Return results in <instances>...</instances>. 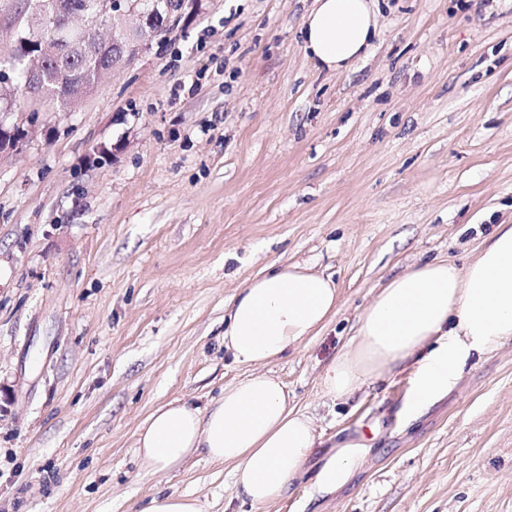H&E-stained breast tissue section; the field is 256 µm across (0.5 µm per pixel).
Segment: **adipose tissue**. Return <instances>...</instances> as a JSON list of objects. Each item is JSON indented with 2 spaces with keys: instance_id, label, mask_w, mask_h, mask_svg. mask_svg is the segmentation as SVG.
Here are the masks:
<instances>
[{
  "instance_id": "1",
  "label": "adipose tissue",
  "mask_w": 512,
  "mask_h": 512,
  "mask_svg": "<svg viewBox=\"0 0 512 512\" xmlns=\"http://www.w3.org/2000/svg\"><path fill=\"white\" fill-rule=\"evenodd\" d=\"M378 31L374 0H315L302 29L306 52L331 71L362 59ZM331 277L306 265L269 267L231 299L224 346L252 374L199 407L174 400L139 427L136 452L146 473L166 472L201 453L231 468L234 496L260 508L291 495L322 434L290 405L269 365L307 346L339 311ZM512 341V224L497 225L463 268L445 260L387 281L361 312L352 344L324 369L322 394L346 401L367 384L412 364L408 416L445 396L471 356ZM360 459L348 444L326 458L315 487L343 486Z\"/></svg>"
}]
</instances>
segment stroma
<instances>
[{
  "label": "stroma",
  "instance_id": "35a3bbf8",
  "mask_svg": "<svg viewBox=\"0 0 512 512\" xmlns=\"http://www.w3.org/2000/svg\"><path fill=\"white\" fill-rule=\"evenodd\" d=\"M312 5L196 0L75 109L0 100L24 132L0 154V512H142L160 491L252 512L205 456L145 474L136 432L248 374L226 309L292 263L330 274L342 308L270 367L323 438L259 512H512V341L411 418L408 366L347 402L319 389L377 288L465 266L512 224V0H377L342 73L304 51ZM351 441L349 482L311 496Z\"/></svg>",
  "mask_w": 512,
  "mask_h": 512
}]
</instances>
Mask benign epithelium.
<instances>
[{"mask_svg": "<svg viewBox=\"0 0 512 512\" xmlns=\"http://www.w3.org/2000/svg\"><path fill=\"white\" fill-rule=\"evenodd\" d=\"M57 10L50 0H36L29 7L13 15V33L32 41L44 40L45 32H51V42L68 45V50L81 52L90 42H99L101 29L117 15H126L137 22L134 44L124 49L119 62L124 63L151 49L154 43L164 39L170 30L174 10L166 6L162 23L145 19L144 0H91L90 6L76 13L56 18Z\"/></svg>", "mask_w": 512, "mask_h": 512, "instance_id": "benign-epithelium-1", "label": "benign epithelium"}]
</instances>
